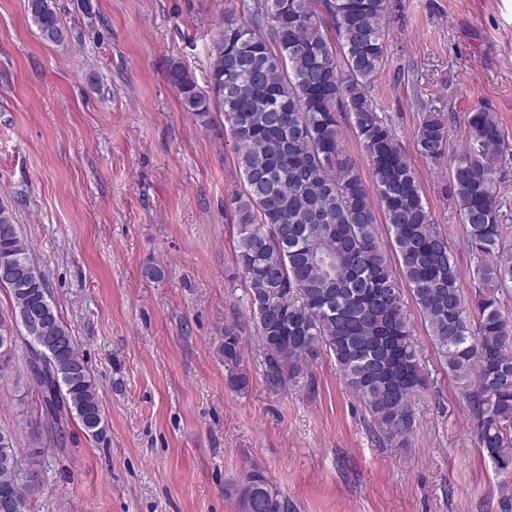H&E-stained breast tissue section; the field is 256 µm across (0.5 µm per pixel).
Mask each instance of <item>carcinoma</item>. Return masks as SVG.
Masks as SVG:
<instances>
[{
	"label": "carcinoma",
	"instance_id": "obj_1",
	"mask_svg": "<svg viewBox=\"0 0 512 512\" xmlns=\"http://www.w3.org/2000/svg\"><path fill=\"white\" fill-rule=\"evenodd\" d=\"M28 14L43 39L60 42L56 0H30ZM388 0H260L242 19L222 18L213 35L208 90L180 62L168 81L185 111L203 126L224 118L246 193L231 213L234 257L244 274L255 336L275 387L295 382L321 353L362 404L381 443L412 432V402L425 376L403 310L411 292L448 371L465 383L478 449L500 472L512 470V247L503 238L506 203L498 170L509 149L497 113L467 115L466 144L449 163L448 193L471 251L475 295L467 302L447 237L433 224L414 169L392 126L370 95L385 54ZM352 126L369 162L370 194L342 147ZM421 156L439 161L448 126L429 113L416 139ZM392 236L398 267L378 241L377 214ZM0 261L18 268L21 284L0 283L11 317L0 319V359L17 338L27 342V382L40 396L31 448L21 453L0 432V502L31 512L41 492L45 429L65 438L77 422L100 438L105 420L99 388L62 320L19 225L0 209ZM229 386L243 391L241 338L224 328ZM240 512H291L292 503L266 474L247 473Z\"/></svg>",
	"mask_w": 512,
	"mask_h": 512
}]
</instances>
